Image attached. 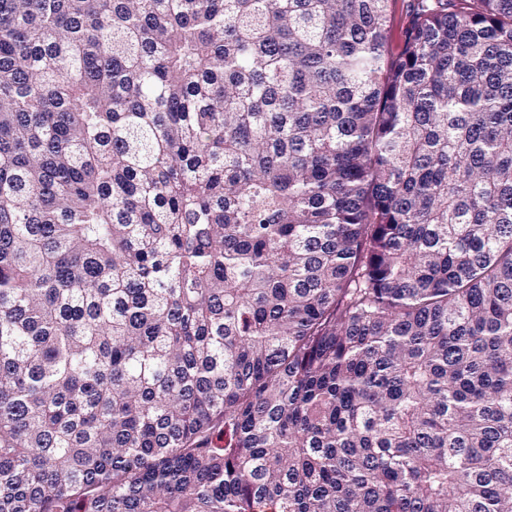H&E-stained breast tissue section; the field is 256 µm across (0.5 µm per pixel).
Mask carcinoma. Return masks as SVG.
I'll return each instance as SVG.
<instances>
[{
  "mask_svg": "<svg viewBox=\"0 0 512 512\" xmlns=\"http://www.w3.org/2000/svg\"><path fill=\"white\" fill-rule=\"evenodd\" d=\"M0 0V512H512V0ZM408 0H396L392 5V47L398 51L403 43V32L407 18Z\"/></svg>",
  "mask_w": 512,
  "mask_h": 512,
  "instance_id": "obj_1",
  "label": "carcinoma"
}]
</instances>
